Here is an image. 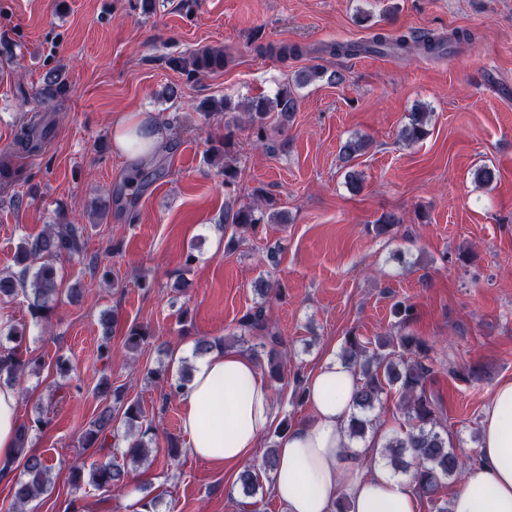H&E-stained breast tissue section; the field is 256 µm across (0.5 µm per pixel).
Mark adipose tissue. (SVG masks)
<instances>
[{
	"label": "adipose tissue",
	"mask_w": 512,
	"mask_h": 512,
	"mask_svg": "<svg viewBox=\"0 0 512 512\" xmlns=\"http://www.w3.org/2000/svg\"><path fill=\"white\" fill-rule=\"evenodd\" d=\"M113 138L123 152L152 151L160 136L142 116L115 124ZM354 373L328 356L306 377L304 402L310 410L289 427L276 450L271 489L287 512H420L411 479L385 464L364 465L371 448H352L346 431L352 414ZM182 431L188 453L239 473L260 440L278 422L271 383L259 360L235 348H214L193 363L180 395ZM18 395L0 386V461L14 457ZM478 460L453 493L449 512H512V382L495 387L480 426Z\"/></svg>",
	"instance_id": "adipose-tissue-1"
}]
</instances>
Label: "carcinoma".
Listing matches in <instances>:
<instances>
[{
  "instance_id": "carcinoma-1",
  "label": "carcinoma",
  "mask_w": 512,
  "mask_h": 512,
  "mask_svg": "<svg viewBox=\"0 0 512 512\" xmlns=\"http://www.w3.org/2000/svg\"><path fill=\"white\" fill-rule=\"evenodd\" d=\"M469 39V34L455 32L451 35L433 30L420 33L389 34L375 32L367 41L336 42L328 51L338 57L355 56L364 52L387 53L400 57L413 50H421L428 56H442L447 45ZM257 52L276 55L282 60L298 58L306 50L298 45L260 43ZM228 61L222 49H203L189 59H171V64L188 76L201 72H214L224 68ZM43 99L58 101L67 94L65 85L54 80L41 90ZM298 99L288 87L280 89L274 98H259L250 104L252 134L262 142L266 139V119L275 112L285 120L297 111ZM428 112L418 108L410 112L408 124L401 132L407 144H416L427 136ZM50 133L49 122L39 114L30 117L16 140L17 150L34 153L43 150ZM366 149L362 139H350L340 149L345 166V179L354 193L361 189V176L353 169L354 161ZM279 214L270 209H258L250 205L233 208L228 203L224 211V223L237 230L256 229L259 224L272 222ZM86 247V225L58 221L49 225L47 231L23 238L18 246L15 265L17 271L0 272V299L23 295L34 325L49 319L54 303L62 293V276L56 263L60 259L80 257ZM241 327L258 335L259 347L266 356L267 374L272 383L284 380V342L267 323L265 307L261 304L249 310L240 320ZM29 328L25 324H9L0 327V379L18 382L26 374L37 371L41 360L28 354ZM150 337L146 328L132 327L125 333V346L136 351ZM427 345L424 340L410 333L391 336L375 342V347L360 337L350 335L343 346V361L356 375L352 404L356 413L348 430L350 439H365L367 434L378 432V417L369 416L377 406L383 405V396L395 387L400 394L401 410L404 411L409 429L401 434L385 437L381 445L380 458L396 473H411L417 491L433 497L443 482L455 478L466 468L456 448L448 437V430L438 416L435 396L428 389L432 369L424 362ZM97 394L104 406L80 435L86 449L102 451L107 436L112 434V423L121 419L126 431L124 440L127 449L122 458L141 464L149 460L152 453L149 434L153 428L143 425L144 412L136 400L125 396V387L112 386L107 376H102L96 385ZM31 427L25 423L18 428L17 456L0 467V473L12 471L17 463L20 473L13 483V510L27 512L28 505L53 486L52 466L41 454L27 448ZM128 469L117 460L94 462L89 471L77 463L72 467L71 480L79 486L85 482L96 488L122 489L127 485ZM241 492L246 498L256 497L263 489L258 473L251 467L238 475Z\"/></svg>"
}]
</instances>
